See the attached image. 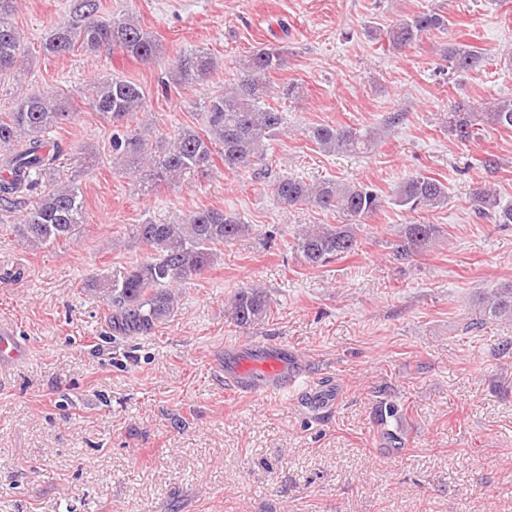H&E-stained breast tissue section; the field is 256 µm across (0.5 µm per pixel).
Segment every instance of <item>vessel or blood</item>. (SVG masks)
I'll return each instance as SVG.
<instances>
[{"mask_svg":"<svg viewBox=\"0 0 512 512\" xmlns=\"http://www.w3.org/2000/svg\"><path fill=\"white\" fill-rule=\"evenodd\" d=\"M301 368L289 358L285 348L267 342L257 344L248 356L229 357L224 362V377L239 393L269 395L293 386Z\"/></svg>","mask_w":512,"mask_h":512,"instance_id":"1","label":"vessel or blood"}]
</instances>
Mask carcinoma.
Returning <instances> with one entry per match:
<instances>
[{
    "instance_id": "cac0c4a2",
    "label": "carcinoma",
    "mask_w": 512,
    "mask_h": 512,
    "mask_svg": "<svg viewBox=\"0 0 512 512\" xmlns=\"http://www.w3.org/2000/svg\"><path fill=\"white\" fill-rule=\"evenodd\" d=\"M15 2L0 0V79L22 69L24 49L12 20ZM447 28L446 16L419 12L398 20L386 36L389 47L403 51L424 34ZM77 47L107 54L118 51L141 63L151 62L160 51L152 33L129 20L102 16L99 0H73L70 17L56 24L44 44L45 51L56 56L69 54ZM284 53L278 45L252 52L234 86L203 102V132L185 127L154 141L128 125L132 114L145 102V90L139 83L114 75L93 82L87 101L112 125V163L147 192L191 172L209 175L217 156L226 170H251L258 178L267 175L270 141L286 120L283 112L265 103L270 92L268 75L282 67ZM444 60L451 72L465 73L478 69L484 55L479 48L462 44L448 47ZM214 69L215 62L206 53L183 52L175 58L170 78L162 81V87L168 90L201 85ZM66 100L62 89L27 92L19 85L10 109L0 113V209L17 207L35 188L48 185L35 206L13 225L15 235L31 248L67 241L85 221L79 188L56 178L62 148L50 134L72 116ZM485 125L512 131V95L481 109L464 100L448 105L446 128L458 140L476 138ZM306 137L328 154H366L379 140L372 128L333 125L312 127ZM272 192L288 208L306 206L342 216L341 224H312L296 234L294 247L312 267L353 254L358 248L361 224L381 206V197L371 187L328 179L307 182L281 175L273 181ZM392 197L396 206L410 213L430 210L448 204V185L416 174L399 182ZM471 207L478 217L493 224H512V203L502 202L490 188L477 187ZM251 231V225L217 208L199 209L176 222L137 224L134 237L149 253L147 259L129 269L100 275L92 281V291L112 304L122 330L132 334L149 330L174 310L175 288L211 268L219 246ZM439 233L435 224L410 221L399 230L393 252L407 260L436 243ZM270 309L271 298L266 291L242 288L234 294L229 314L238 327L247 328L264 319ZM484 314L512 320V284L490 294Z\"/></svg>"
}]
</instances>
